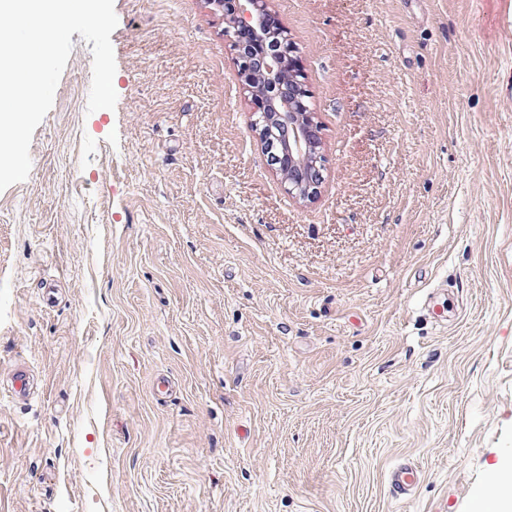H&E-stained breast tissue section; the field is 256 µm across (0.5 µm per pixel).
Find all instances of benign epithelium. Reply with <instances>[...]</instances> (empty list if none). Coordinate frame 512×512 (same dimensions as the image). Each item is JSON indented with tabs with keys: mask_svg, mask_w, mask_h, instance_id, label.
I'll return each mask as SVG.
<instances>
[{
	"mask_svg": "<svg viewBox=\"0 0 512 512\" xmlns=\"http://www.w3.org/2000/svg\"><path fill=\"white\" fill-rule=\"evenodd\" d=\"M224 9L225 23L233 30L254 29L262 24L278 25L267 0H208ZM238 76L245 93L258 112L264 108L266 121L276 126L280 147L267 138V130L254 127L255 136L265 148L275 174L288 184V194L306 201L317 195L323 183L319 122L316 113L306 111L303 90L278 81L282 68L301 70L296 50L280 47L277 52L259 48L244 49L233 41Z\"/></svg>",
	"mask_w": 512,
	"mask_h": 512,
	"instance_id": "7a95c632",
	"label": "benign epithelium"
}]
</instances>
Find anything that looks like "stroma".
I'll use <instances>...</instances> for the list:
<instances>
[{"mask_svg": "<svg viewBox=\"0 0 512 512\" xmlns=\"http://www.w3.org/2000/svg\"><path fill=\"white\" fill-rule=\"evenodd\" d=\"M269 8L321 124L306 202L222 10L114 0L112 110L72 34L0 191V512H473L512 465V0ZM421 476L420 468L413 462L396 465L389 473L388 483L391 493L399 498H409L417 487Z\"/></svg>", "mask_w": 512, "mask_h": 512, "instance_id": "1", "label": "stroma"}]
</instances>
